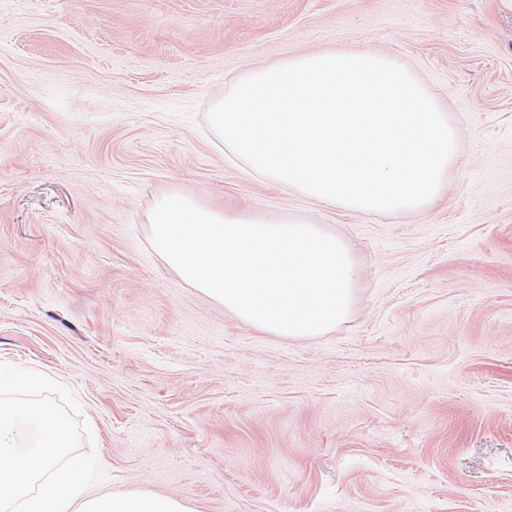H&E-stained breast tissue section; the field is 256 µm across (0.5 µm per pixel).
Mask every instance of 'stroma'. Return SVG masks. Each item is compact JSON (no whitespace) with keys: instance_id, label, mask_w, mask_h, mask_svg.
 Here are the masks:
<instances>
[{"instance_id":"obj_1","label":"stroma","mask_w":512,"mask_h":512,"mask_svg":"<svg viewBox=\"0 0 512 512\" xmlns=\"http://www.w3.org/2000/svg\"><path fill=\"white\" fill-rule=\"evenodd\" d=\"M385 53L448 114L445 192L368 215L246 174L258 64ZM346 239L348 321L260 332L156 253L172 189ZM0 363L75 394L90 486L195 512H512V0H0Z\"/></svg>"}]
</instances>
